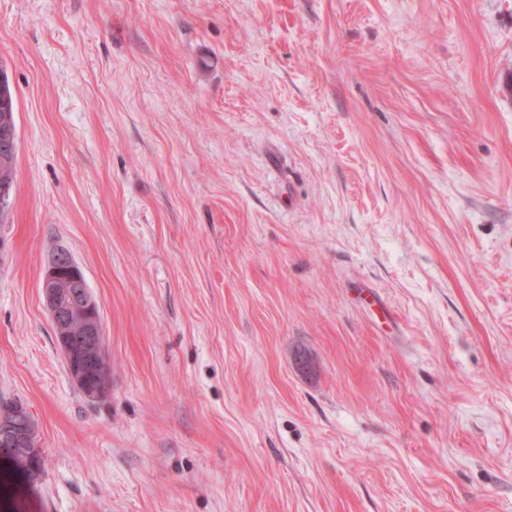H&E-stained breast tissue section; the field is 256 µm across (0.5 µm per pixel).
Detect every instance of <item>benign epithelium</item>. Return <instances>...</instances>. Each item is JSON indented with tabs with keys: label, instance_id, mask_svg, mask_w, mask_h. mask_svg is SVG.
Segmentation results:
<instances>
[{
	"label": "benign epithelium",
	"instance_id": "obj_1",
	"mask_svg": "<svg viewBox=\"0 0 512 512\" xmlns=\"http://www.w3.org/2000/svg\"><path fill=\"white\" fill-rule=\"evenodd\" d=\"M0 143L3 154L16 155L14 126H0ZM41 292L70 379L88 401H101L109 380L104 329L97 299L80 266L67 253L56 251L44 271ZM37 447L31 414L25 406L16 404L0 411V456L24 460L33 482L42 478Z\"/></svg>",
	"mask_w": 512,
	"mask_h": 512
}]
</instances>
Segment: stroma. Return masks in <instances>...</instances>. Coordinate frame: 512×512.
Returning a JSON list of instances; mask_svg holds the SVG:
<instances>
[{
    "mask_svg": "<svg viewBox=\"0 0 512 512\" xmlns=\"http://www.w3.org/2000/svg\"><path fill=\"white\" fill-rule=\"evenodd\" d=\"M0 66V512H512V0H0ZM3 72L4 80L0 81V122L3 124L4 118H8L9 121L16 127L14 112H15V97L13 90L10 86L7 73L4 69ZM0 124V142L3 144V154L9 155L12 159L16 155L18 149V137L17 130L13 125L3 124L1 128ZM2 156V160L6 158ZM41 292L70 379L89 402L101 401L109 365L99 305L80 266L64 251L57 250L44 271ZM38 442L33 439L31 414L20 404L0 411V456L12 464V470L24 477V462L29 466L30 481L38 482L42 478V467L37 462ZM12 456L17 459L13 460Z\"/></svg>",
    "mask_w": 512,
    "mask_h": 512,
    "instance_id": "1",
    "label": "stroma"
}]
</instances>
